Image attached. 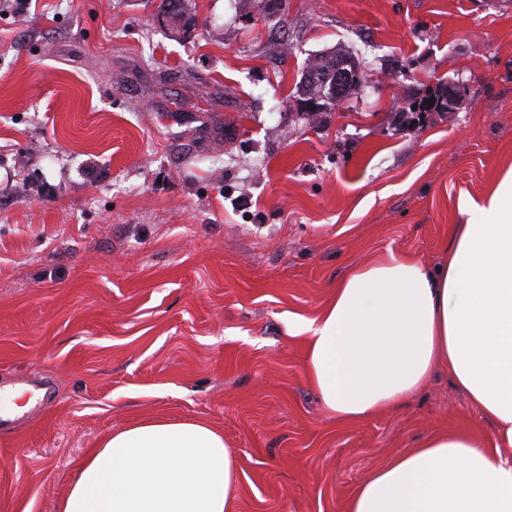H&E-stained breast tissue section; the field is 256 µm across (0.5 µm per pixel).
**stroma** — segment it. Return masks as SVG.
<instances>
[{
  "instance_id": "stroma-1",
  "label": "stroma",
  "mask_w": 512,
  "mask_h": 512,
  "mask_svg": "<svg viewBox=\"0 0 512 512\" xmlns=\"http://www.w3.org/2000/svg\"><path fill=\"white\" fill-rule=\"evenodd\" d=\"M0 0V512H55L140 417L221 430L241 512H344L431 430L491 437L446 371L340 427L290 333L352 267L437 265L461 199L512 168V0ZM357 57L322 112L307 59ZM444 111L415 119L430 95Z\"/></svg>"
}]
</instances>
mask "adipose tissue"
Instances as JSON below:
<instances>
[{
  "instance_id": "ef3b65f1",
  "label": "adipose tissue",
  "mask_w": 512,
  "mask_h": 512,
  "mask_svg": "<svg viewBox=\"0 0 512 512\" xmlns=\"http://www.w3.org/2000/svg\"><path fill=\"white\" fill-rule=\"evenodd\" d=\"M459 212L438 265L355 266L292 328L337 424L403 405L442 368L497 427L491 439L435 429L371 471L345 512H512V169ZM238 485L223 433L156 415L102 437L57 512H240Z\"/></svg>"
}]
</instances>
